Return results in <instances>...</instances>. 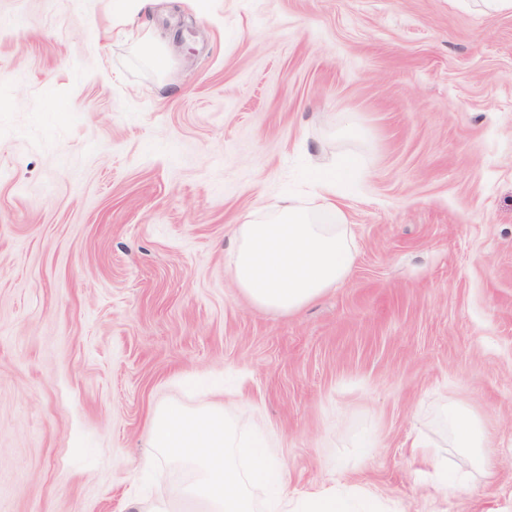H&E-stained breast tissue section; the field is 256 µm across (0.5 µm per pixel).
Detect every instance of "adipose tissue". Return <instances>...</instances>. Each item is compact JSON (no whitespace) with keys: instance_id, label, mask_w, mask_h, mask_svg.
<instances>
[{"instance_id":"obj_1","label":"adipose tissue","mask_w":512,"mask_h":512,"mask_svg":"<svg viewBox=\"0 0 512 512\" xmlns=\"http://www.w3.org/2000/svg\"><path fill=\"white\" fill-rule=\"evenodd\" d=\"M353 170L340 157L312 171L308 199L288 198L234 225L228 268L236 288L254 307L292 314L347 279L353 240L336 187L337 169ZM451 445L490 468L488 431L480 415L461 406L448 412Z\"/></svg>"}]
</instances>
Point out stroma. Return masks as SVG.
Returning a JSON list of instances; mask_svg holds the SVG:
<instances>
[{"label": "stroma", "mask_w": 512, "mask_h": 512, "mask_svg": "<svg viewBox=\"0 0 512 512\" xmlns=\"http://www.w3.org/2000/svg\"><path fill=\"white\" fill-rule=\"evenodd\" d=\"M0 0V512H129L150 409L225 390L297 493L512 512V14L459 0ZM163 48L166 67L147 46ZM340 183L349 279L254 308L232 225ZM487 423L432 501L412 448ZM451 447L468 453L483 471L490 469L488 431L480 415L461 406L448 411Z\"/></svg>", "instance_id": "stroma-1"}]
</instances>
